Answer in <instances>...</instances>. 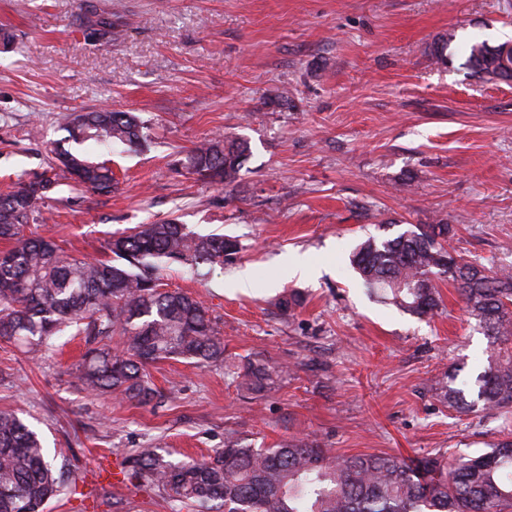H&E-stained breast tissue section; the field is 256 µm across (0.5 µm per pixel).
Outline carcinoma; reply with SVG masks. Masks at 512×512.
<instances>
[{
    "label": "carcinoma",
    "instance_id": "carcinoma-1",
    "mask_svg": "<svg viewBox=\"0 0 512 512\" xmlns=\"http://www.w3.org/2000/svg\"><path fill=\"white\" fill-rule=\"evenodd\" d=\"M503 45L475 40L466 66L487 81L512 80L503 67ZM69 139L110 146H142L145 126L131 112L103 110L63 119ZM58 166L80 184L114 189L112 169L61 146ZM251 155L241 137L217 136L188 155L189 169L217 185H230ZM51 180L20 183L0 194V338L40 358L50 340L67 331L84 337L86 351L76 378L93 395L147 405L158 396L148 367L170 359L222 367L237 387L254 394L281 380L283 370L260 359L229 363L219 322L204 302L180 290L160 288L157 271L178 263L200 273L236 254L237 240L195 235L174 219L139 224L107 243L106 259L72 257L53 240L26 236ZM449 224H425L393 238L370 237L352 262L373 292L408 314L424 317L439 308L436 279L453 282L467 312L492 349L475 378L476 398L456 386V375L438 382V396L467 413L477 403L488 412L512 408V273L470 262L454 263ZM132 478L170 507L196 512H512V440L453 464L440 454L399 458L390 454L343 455L308 438L275 448H255L233 434L202 460L174 462L156 448L123 457ZM64 479L50 454L16 414L0 411V512H44Z\"/></svg>",
    "mask_w": 512,
    "mask_h": 512
}]
</instances>
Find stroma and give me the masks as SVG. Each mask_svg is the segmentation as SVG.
<instances>
[{
	"instance_id": "35a3bbf8",
	"label": "stroma",
	"mask_w": 512,
	"mask_h": 512,
	"mask_svg": "<svg viewBox=\"0 0 512 512\" xmlns=\"http://www.w3.org/2000/svg\"><path fill=\"white\" fill-rule=\"evenodd\" d=\"M0 191L52 179L27 231L68 254L106 258L108 239L175 218L237 237L240 252L199 278L172 265L164 288L204 300L224 356L286 367L274 389H237L219 367L151 366L161 396L143 406L81 389L83 343L25 359L0 340V411L18 413L68 478L45 512H170L121 469L137 448L198 458L234 433L257 448L308 437L353 454L476 456L512 430V412L459 413L436 383L469 380L490 343L451 281L417 318L366 288L350 259L368 236L452 225L464 259L512 271V81L465 65L471 40L512 41V0H0ZM450 36L448 60L431 56ZM136 114L149 149L86 142L120 184L99 194L57 176L62 115ZM247 138L237 181L187 171L191 149ZM309 277H289L295 259ZM249 288L236 287L241 269ZM294 293L302 303L279 307Z\"/></svg>"
}]
</instances>
